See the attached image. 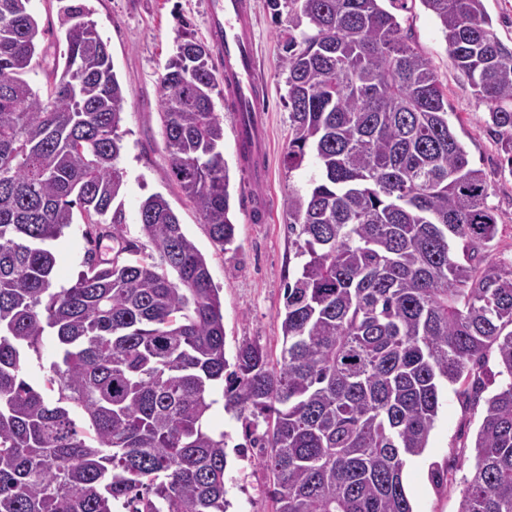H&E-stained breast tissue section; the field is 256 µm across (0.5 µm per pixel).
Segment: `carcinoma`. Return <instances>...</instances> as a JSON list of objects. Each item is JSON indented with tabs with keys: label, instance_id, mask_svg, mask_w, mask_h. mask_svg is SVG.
Segmentation results:
<instances>
[{
	"label": "carcinoma",
	"instance_id": "cac0c4a2",
	"mask_svg": "<svg viewBox=\"0 0 512 512\" xmlns=\"http://www.w3.org/2000/svg\"><path fill=\"white\" fill-rule=\"evenodd\" d=\"M488 107L512 170V46L483 0H422ZM288 9V170L320 176L285 201L303 240L284 286L280 361L224 350L207 262L160 194L126 238L118 166L125 90L80 5L64 8V65L41 95L31 0H0V512H227L224 432L204 426L213 386L266 431L253 443L277 512H413L403 474L422 455L444 387L483 405L458 512H512V263L482 170L448 121L426 58L381 0H269ZM211 52L179 36L162 77L170 173L212 240L235 239ZM79 207L117 249L68 288L49 242ZM57 342L41 390L23 374ZM499 390L482 398L487 353Z\"/></svg>",
	"mask_w": 512,
	"mask_h": 512
}]
</instances>
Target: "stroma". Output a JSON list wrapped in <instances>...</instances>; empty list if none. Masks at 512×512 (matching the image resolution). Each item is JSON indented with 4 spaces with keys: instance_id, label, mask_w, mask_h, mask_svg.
<instances>
[{
    "instance_id": "35a3bbf8",
    "label": "stroma",
    "mask_w": 512,
    "mask_h": 512,
    "mask_svg": "<svg viewBox=\"0 0 512 512\" xmlns=\"http://www.w3.org/2000/svg\"><path fill=\"white\" fill-rule=\"evenodd\" d=\"M258 73L266 89L265 171L251 178L236 146V114L223 98L215 109L224 117V160L229 167L235 243L224 251L208 235L194 205L169 175L168 153L160 119L161 78L174 53L177 36L212 45L209 0H32V10L44 35L39 43L45 65L29 73L30 83L45 88L47 65L66 50L60 17L68 5H83L107 41L114 71L126 91L124 121L120 128L123 150L119 166L124 171L120 197L126 216L124 234L140 239L138 208L150 195H163L178 215L185 234L205 256L213 284L223 302L224 341L227 359H234L242 344L255 343L271 355L282 347L283 284L300 268L302 259L294 238L288 235V214L283 206L290 192L307 193L318 174L314 160L302 169L288 171L283 163L290 138L287 74L283 68L284 40L272 17L268 0H252ZM400 24L401 34L429 62L448 99V120L464 144L473 167L482 169L489 185L487 202L496 214L499 232L492 243L494 259L512 261V172L503 170V154L485 132L486 105L476 96L466 74L448 55L441 26L421 0H383ZM265 205L267 218L250 217L251 201ZM82 219L65 229L53 245L56 282L70 286L84 271L89 244ZM214 404L205 423L224 432L228 445L247 441L245 425L224 408V387L211 393ZM482 420L481 407H466L452 389H445L429 444L404 471V486L413 512H458L463 479L474 467L471 445ZM260 449L246 456L229 454L224 483L229 512H276L267 492L270 474L261 462ZM447 465L448 485L436 488L428 479L431 464Z\"/></svg>"
}]
</instances>
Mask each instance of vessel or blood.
<instances>
[{"label":"vessel or blood","mask_w":512,"mask_h":512,"mask_svg":"<svg viewBox=\"0 0 512 512\" xmlns=\"http://www.w3.org/2000/svg\"><path fill=\"white\" fill-rule=\"evenodd\" d=\"M210 27L224 95L238 114L236 144L247 149L249 158L263 150V129L259 121L263 89L248 0H210Z\"/></svg>","instance_id":"vessel-or-blood-1"}]
</instances>
